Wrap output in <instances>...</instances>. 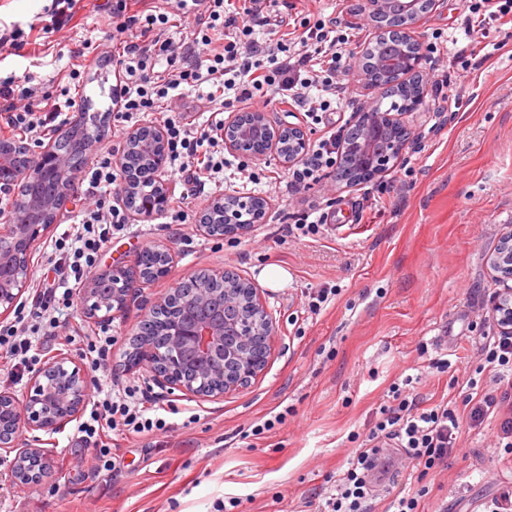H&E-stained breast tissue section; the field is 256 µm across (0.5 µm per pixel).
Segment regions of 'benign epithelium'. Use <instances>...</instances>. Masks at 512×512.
<instances>
[{
    "mask_svg": "<svg viewBox=\"0 0 512 512\" xmlns=\"http://www.w3.org/2000/svg\"><path fill=\"white\" fill-rule=\"evenodd\" d=\"M435 4L436 0H362L361 9L376 22L378 35L382 37L389 32L403 34L406 47L411 49V59L406 65L402 60L404 49L400 47L378 57L374 65L382 73L390 76L417 72L421 63V44L416 38L415 28ZM424 97V88L419 85L415 88L414 104H393L399 108L397 112L382 110L381 100L377 99L356 114L349 123L352 132L343 142V162L336 170V184L343 188L352 187L365 177L387 172L409 139L410 129L403 120V113L412 111ZM81 129L89 135L87 145H92L98 133L82 122L80 113L68 127L59 131L58 137L69 136ZM146 133L158 145H164V130H135L122 147L118 158L120 167H126L127 153L140 143ZM285 135L291 144L288 154L283 156V163L290 165L308 149L301 128L290 126L285 133L283 128L273 125L264 112L238 113L224 123L225 149L253 157L278 152L279 141ZM19 150L26 153L25 167L20 169L16 180L3 184V188L10 190L9 204L5 209L0 208V240L6 238L10 244L8 252H0V306L5 309L12 307L23 291L32 245L43 235L40 225L32 223L33 204L42 198V192L48 185L57 182L59 190L49 203L48 211L58 212L68 202L79 174V171L67 167L53 142L33 154L20 141L0 139V167L10 168ZM166 166V153L155 154L151 179L163 196L168 191ZM249 222V208L245 201L240 200L232 207L224 206V223L231 233L244 230ZM488 262L502 285L492 302V309L512 313V233L499 241L497 248L489 254ZM138 289L136 278L115 286L113 298L118 300V307H123L127 297ZM224 296L240 305L236 319L220 325L194 309L172 323V348L164 360H159L150 347L143 348L141 363L151 370L158 383L204 400H222L224 395L244 387L265 369L268 355H257L252 348L258 340L271 344L276 329L275 319L258 289L249 281L238 292L224 289ZM188 357L196 365V377L200 379L198 386L180 380L175 373ZM67 363L68 359L61 358L53 365L34 372L31 392L23 402L13 393L0 390V438L3 439L0 445L15 449L12 475L18 485L37 481L39 477L18 470L17 463L36 458L42 465H47L43 450L21 442V435L31 431L53 433L78 417L85 404L87 390L80 367H69ZM218 377L221 383L201 386V383Z\"/></svg>",
    "mask_w": 512,
    "mask_h": 512,
    "instance_id": "7a95c632",
    "label": "benign epithelium"
}]
</instances>
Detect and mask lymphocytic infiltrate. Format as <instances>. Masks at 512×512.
<instances>
[{
  "label": "lymphocytic infiltrate",
  "instance_id": "f902f5d3",
  "mask_svg": "<svg viewBox=\"0 0 512 512\" xmlns=\"http://www.w3.org/2000/svg\"><path fill=\"white\" fill-rule=\"evenodd\" d=\"M128 3L117 0L112 10L116 23L110 39L115 52L108 60L118 75L112 87L114 112L127 119L147 116L159 109L171 91L202 84L209 87L207 124L198 125L183 116L164 120L170 176L183 186L186 197H198L204 190V175L223 172L224 114L234 104L272 90L317 124L354 94L346 77L350 36L340 33L339 18H320L299 32L287 17L271 15L267 0H244L240 6L234 0H179L178 9L191 5L196 13L192 36L177 40L168 34L166 8L154 7L140 21L129 14ZM458 12L467 35L481 37L485 21L512 14V0H458ZM258 27L271 28L277 34L278 57H271V47L254 39ZM162 61L168 73L159 81L154 69ZM29 96L14 80L0 82V119L31 136L54 128L61 115L59 108L41 107L31 103ZM340 146V138L329 135L292 164L288 169L290 191L297 193L329 178L336 170ZM112 157V149L102 147L89 171V186L97 200L73 229L75 250L48 261L59 278L73 280L78 286L84 283L97 252L128 224L124 207L115 200L126 175L113 164ZM55 296L52 288L37 289L30 309L20 310L14 325L0 327V352L14 367L33 369L41 363V325L51 315ZM68 341L78 347L94 374L95 397L88 420L79 427L80 441L93 452L94 476H115L118 467L112 435H133L151 442L167 432V423L157 415V398L114 373L115 336L82 335L74 330ZM482 356L497 387L487 391L476 378H466L460 384V404L442 401L428 406L418 395L392 387L391 404L376 411L364 439L325 492L321 512H371L369 477L384 447L401 448L413 463L412 473L421 477L449 466L462 425L475 427L496 418L501 437L511 448L512 335L500 331L488 337Z\"/></svg>",
  "mask_w": 512,
  "mask_h": 512
}]
</instances>
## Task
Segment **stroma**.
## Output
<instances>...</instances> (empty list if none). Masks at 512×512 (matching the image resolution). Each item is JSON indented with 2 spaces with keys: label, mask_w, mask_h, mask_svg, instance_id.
Masks as SVG:
<instances>
[{
  "label": "stroma",
  "mask_w": 512,
  "mask_h": 512,
  "mask_svg": "<svg viewBox=\"0 0 512 512\" xmlns=\"http://www.w3.org/2000/svg\"><path fill=\"white\" fill-rule=\"evenodd\" d=\"M71 21L58 22L55 0H0V27L19 29L24 40L0 51V80L30 75L34 102L63 104V116L82 111L92 97L95 111H108L97 77L112 70L85 57V71L70 95L59 80L67 75L74 51L95 54L110 47L112 0H73ZM359 0H298L297 24H314L319 15H339L352 29L353 55L373 41ZM417 36L419 74L425 97L408 116L410 138L385 175L349 189L324 180L304 197L288 193L287 167L275 155L248 159L256 176L239 173L238 154L217 183L190 200L186 223H169L164 213L136 221L98 253L93 275L133 271L146 249H170L165 274L144 283L124 307L89 316L81 289L70 290L57 314L44 360L77 357L61 343L71 325L85 331L110 329L118 342L113 363L127 380L150 377L143 365L120 361L151 305L199 271H231L260 288L276 320V334L265 370L241 392L220 401H203L157 389L160 402L174 411L173 428L153 445L133 436L118 437L121 475L105 484L88 473V452L77 440V422L41 435L50 473L37 485L18 488L11 477L14 458L0 447V512H220L229 498L234 512H315L310 501L351 455L349 436L363 433L397 379L417 377V393L427 403L454 397L451 378H466L482 362L481 350L496 325L488 320L498 284L487 256L512 232V26L493 25L474 42L463 31L453 0H438ZM452 71L457 112L443 129L432 126L440 103L433 85L436 71ZM109 113V111H108ZM132 127L109 113L105 144L121 150ZM263 199L265 215L241 233L210 236L199 217L224 196ZM328 212L330 221L306 237L289 230L301 199ZM81 208L71 199L35 246L28 285L19 304L28 306L45 277L44 256L69 231ZM270 266L287 271L279 285L266 282ZM334 296L319 314L308 309L318 290ZM428 343L421 353L420 343ZM447 358L442 374L427 371L429 353ZM284 423L256 436L252 430L278 414ZM499 422L485 420L463 432L448 469L430 471L425 512H481L499 485L512 480V464L498 442Z\"/></svg>",
  "instance_id": "35a3bbf8"
}]
</instances>
